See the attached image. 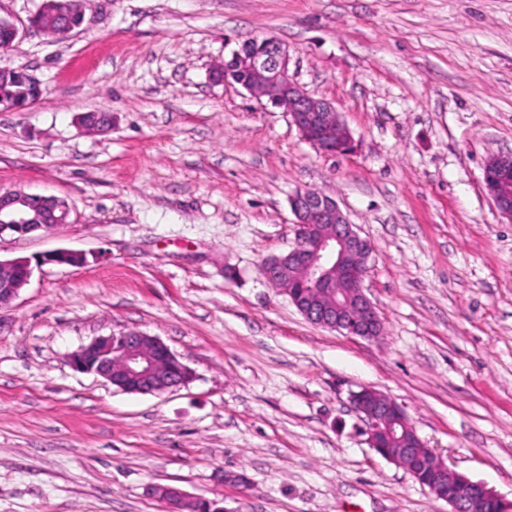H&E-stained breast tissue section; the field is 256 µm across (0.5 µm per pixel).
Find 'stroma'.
Returning a JSON list of instances; mask_svg holds the SVG:
<instances>
[{
	"label": "stroma",
	"mask_w": 512,
	"mask_h": 512,
	"mask_svg": "<svg viewBox=\"0 0 512 512\" xmlns=\"http://www.w3.org/2000/svg\"><path fill=\"white\" fill-rule=\"evenodd\" d=\"M41 3L0 0L23 27L0 67L41 89L0 110V190L62 197L70 221L0 257L91 259L35 268L0 309V512H164L152 485L224 512H449L370 448L350 404L364 386L512 500V221L483 183L512 152V0H87L62 37L28 27ZM263 37L353 153L210 80ZM93 111L111 130L77 124ZM299 189L372 243L378 338L308 322L262 276L295 244ZM128 331L192 379L127 393L68 364Z\"/></svg>",
	"instance_id": "stroma-1"
}]
</instances>
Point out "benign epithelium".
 Segmentation results:
<instances>
[{
    "instance_id": "benign-epithelium-1",
    "label": "benign epithelium",
    "mask_w": 512,
    "mask_h": 512,
    "mask_svg": "<svg viewBox=\"0 0 512 512\" xmlns=\"http://www.w3.org/2000/svg\"><path fill=\"white\" fill-rule=\"evenodd\" d=\"M219 70L220 82L232 80L287 112L302 137L323 152L346 155L354 150V139L333 104L304 92L294 82L289 74L287 52L275 39H250L233 51ZM497 158L494 172L484 174L488 178L485 186L498 213L512 221V195L500 188L512 176V154H499ZM39 198L44 200L46 196L24 191L0 194V240L48 233L69 223L70 211L66 209L54 224L33 223L31 201ZM291 209L298 224L299 244L285 255L268 259L261 266L263 277L288 293L291 303L307 321L349 336L364 339L378 336L382 331L381 319L363 289L366 261L372 252L370 241L359 235L332 198L299 190L291 197ZM42 262L79 266L87 264L88 259L83 252L59 250L42 257ZM294 266L306 287L317 288L327 295L328 304L300 303L293 298L285 279L288 269ZM32 273L27 258L0 259V309L17 298ZM341 282L347 288H337ZM116 358L121 362L123 375L118 388L125 392L161 394L185 385L192 377L184 364L177 377L161 372L160 360L173 362L177 356L159 338L142 333L97 337L72 354L69 363L79 371L93 373L111 383L115 380L112 364ZM374 394V389L363 387L350 396L353 408L361 415L368 444L373 449H387L392 443L401 442L405 445L403 456L414 457L424 443L409 424L406 412L385 395L373 401ZM434 459L442 486L433 485L429 490L436 499L450 506L449 512H481L490 503L509 505L484 484L450 471L441 457L436 455ZM450 474L462 483L461 489L448 491ZM148 493L164 504L165 512H186L188 505L197 500L173 487L151 486Z\"/></svg>"
}]
</instances>
